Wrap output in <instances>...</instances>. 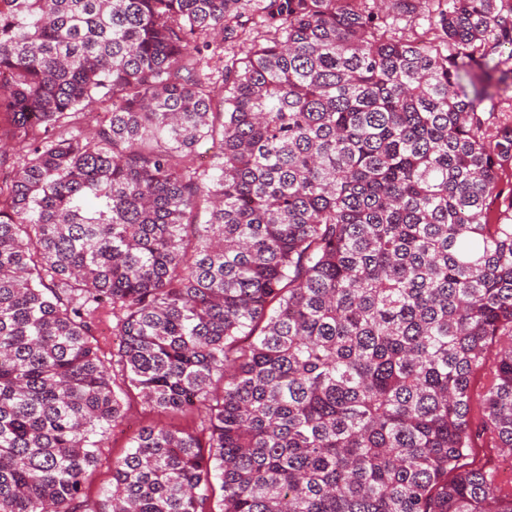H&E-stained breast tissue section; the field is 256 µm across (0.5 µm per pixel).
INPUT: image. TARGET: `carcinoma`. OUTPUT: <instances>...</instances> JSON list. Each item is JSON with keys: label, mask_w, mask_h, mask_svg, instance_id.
<instances>
[{"label": "carcinoma", "mask_w": 512, "mask_h": 512, "mask_svg": "<svg viewBox=\"0 0 512 512\" xmlns=\"http://www.w3.org/2000/svg\"><path fill=\"white\" fill-rule=\"evenodd\" d=\"M511 110L512 0H0V512H512ZM125 421L113 428L108 440L106 450L86 482V494L91 499H96L101 487L106 486L112 479V461L122 456L128 445V441L144 426L190 428L196 422V412L184 415L171 416L153 409L145 404L138 395L132 394L126 411ZM130 424V431H123ZM475 448L477 461L487 463L489 466L494 465L500 474V465L503 458L506 456L498 448H487L482 446L481 441L476 442ZM501 470L506 473H512V458H507L502 462Z\"/></svg>", "instance_id": "carcinoma-1"}]
</instances>
